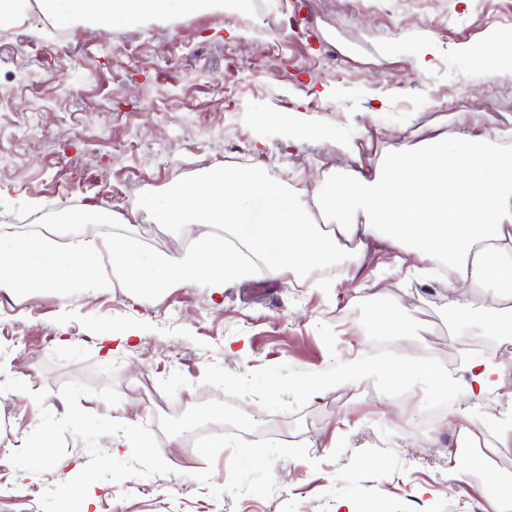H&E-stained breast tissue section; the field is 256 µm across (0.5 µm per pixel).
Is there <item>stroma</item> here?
Instances as JSON below:
<instances>
[{
	"label": "stroma",
	"instance_id": "35a3bbf8",
	"mask_svg": "<svg viewBox=\"0 0 512 512\" xmlns=\"http://www.w3.org/2000/svg\"><path fill=\"white\" fill-rule=\"evenodd\" d=\"M510 17L512 0H356L347 12L336 0H252L246 12L227 5L114 30L80 21L57 43L32 10L0 33V216L18 217L21 232L29 217L105 208L160 255H176L183 225L147 235V202L224 165L229 149L310 195L348 166L374 168L394 144L411 149L451 130L449 113L512 123V76L461 52ZM424 40L434 51L427 70L413 54ZM288 111L331 138L296 143L276 122ZM343 274L352 281L343 293L307 270L260 271L219 293L179 283L155 300L117 286L0 292V484L22 493L0 499V512H57L60 500L90 497L89 512H342L344 501L354 512H458V500L512 488L481 456H462L464 472L449 473L463 437L512 448L501 411L512 379L476 399L466 388L480 352L448 359L449 341L488 334L480 294L450 305L447 279L407 271L381 241ZM376 294L432 321L392 350L413 357L434 342L465 388L429 443L409 429L423 413L418 387L399 398L370 379L325 390L302 410L269 414L286 442L248 435L255 399L202 385L211 363L318 372L332 357L375 352L358 304ZM321 323L335 330L336 355ZM143 377L159 385L176 432L223 408L222 441L205 437L173 465L183 447L158 438L137 390ZM42 440L51 457L40 462L30 446Z\"/></svg>",
	"mask_w": 512,
	"mask_h": 512
}]
</instances>
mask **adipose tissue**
Segmentation results:
<instances>
[{
    "instance_id": "1",
    "label": "adipose tissue",
    "mask_w": 512,
    "mask_h": 512,
    "mask_svg": "<svg viewBox=\"0 0 512 512\" xmlns=\"http://www.w3.org/2000/svg\"><path fill=\"white\" fill-rule=\"evenodd\" d=\"M214 0H38L59 28L88 19L112 29L139 19L168 21ZM507 34L493 32L463 46L476 65L512 74ZM458 114L452 135L440 134L408 150L391 147L374 173L349 168L301 202L262 166L227 165L178 186L151 207L165 224H220L253 255L265 274L327 264L355 242L363 255L382 238L413 269L436 263L455 287L487 289L485 313L496 335H512V149L491 133H474Z\"/></svg>"
}]
</instances>
